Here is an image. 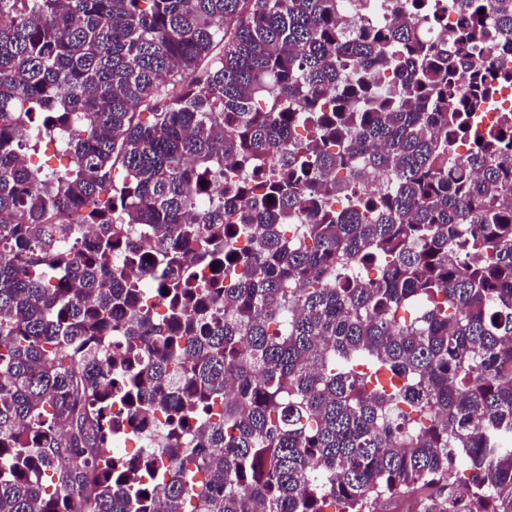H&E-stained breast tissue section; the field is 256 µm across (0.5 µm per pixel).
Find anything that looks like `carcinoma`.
<instances>
[{
	"label": "carcinoma",
	"mask_w": 512,
	"mask_h": 512,
	"mask_svg": "<svg viewBox=\"0 0 512 512\" xmlns=\"http://www.w3.org/2000/svg\"><path fill=\"white\" fill-rule=\"evenodd\" d=\"M392 2L0 0V512H512V0ZM164 418L160 413L153 418L128 423L112 431V455L120 458L123 465L141 467L146 459L156 456L164 437Z\"/></svg>",
	"instance_id": "1"
}]
</instances>
